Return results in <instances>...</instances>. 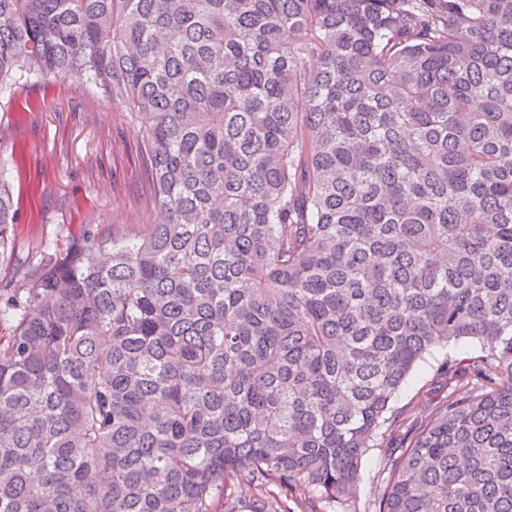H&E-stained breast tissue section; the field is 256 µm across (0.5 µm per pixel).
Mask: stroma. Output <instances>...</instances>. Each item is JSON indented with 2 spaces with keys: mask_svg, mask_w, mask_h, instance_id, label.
<instances>
[{
  "mask_svg": "<svg viewBox=\"0 0 512 512\" xmlns=\"http://www.w3.org/2000/svg\"><path fill=\"white\" fill-rule=\"evenodd\" d=\"M0 164L19 169L11 181L18 222L11 255L0 257V289L20 280L24 262L45 239L127 231L153 212L133 114L87 85L59 79L18 88L0 111ZM457 350L452 344L427 356L396 407L429 399L438 365Z\"/></svg>",
  "mask_w": 512,
  "mask_h": 512,
  "instance_id": "35a3bbf8",
  "label": "stroma"
}]
</instances>
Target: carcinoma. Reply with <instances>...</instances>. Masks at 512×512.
Returning a JSON list of instances; mask_svg holds the SVG:
<instances>
[{
	"label": "carcinoma",
	"instance_id": "cac0c4a2",
	"mask_svg": "<svg viewBox=\"0 0 512 512\" xmlns=\"http://www.w3.org/2000/svg\"><path fill=\"white\" fill-rule=\"evenodd\" d=\"M58 77L156 218L0 294V512H512V0H0V95ZM459 350V345L451 343L448 347L435 349L431 355L427 356L400 390L394 408L400 410L404 406L422 404L426 399L437 398L431 394L430 390L434 387L432 383L436 368L448 355H454ZM408 429V422L400 421L384 436V440H380L382 448L374 449L368 456L362 468V480L360 484V498L362 501L372 499L378 489V471L380 468L381 455L384 448L397 439L402 438Z\"/></svg>",
	"mask_w": 512,
	"mask_h": 512
}]
</instances>
